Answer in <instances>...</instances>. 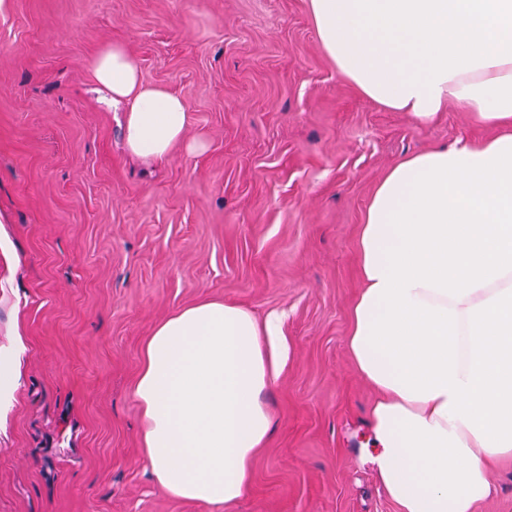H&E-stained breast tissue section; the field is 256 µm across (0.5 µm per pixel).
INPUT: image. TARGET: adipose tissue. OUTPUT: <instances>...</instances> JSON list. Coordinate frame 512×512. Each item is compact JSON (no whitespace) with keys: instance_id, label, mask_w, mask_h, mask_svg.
I'll list each match as a JSON object with an SVG mask.
<instances>
[{"instance_id":"adipose-tissue-1","label":"adipose tissue","mask_w":512,"mask_h":512,"mask_svg":"<svg viewBox=\"0 0 512 512\" xmlns=\"http://www.w3.org/2000/svg\"><path fill=\"white\" fill-rule=\"evenodd\" d=\"M321 47L354 89L428 122L448 102L497 128L406 157L374 191L359 235L364 287L346 347L378 393L372 462L400 512H475L512 457V0H308ZM94 84L123 113L128 152L187 140L185 100L102 46ZM279 318L209 301L148 339L135 394L156 482L230 505L272 430L262 396L287 353Z\"/></svg>"}]
</instances>
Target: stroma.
<instances>
[{
	"mask_svg": "<svg viewBox=\"0 0 512 512\" xmlns=\"http://www.w3.org/2000/svg\"><path fill=\"white\" fill-rule=\"evenodd\" d=\"M107 42L184 98L204 150L128 156L90 75ZM492 134L362 97L308 0H0V512H399L345 345L359 229L402 157ZM211 300L281 315L287 346L228 508L155 483L134 394L158 325Z\"/></svg>",
	"mask_w": 512,
	"mask_h": 512,
	"instance_id": "stroma-1",
	"label": "stroma"
}]
</instances>
